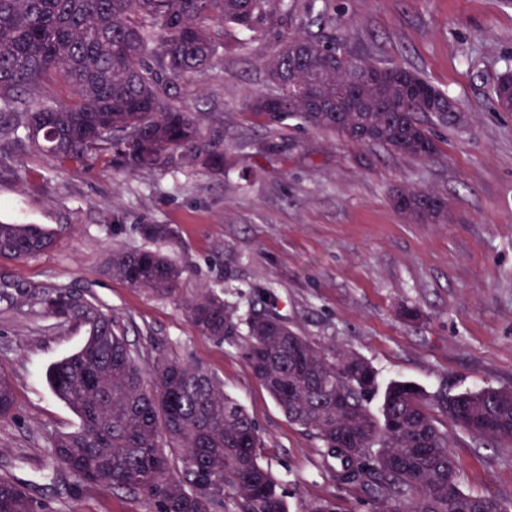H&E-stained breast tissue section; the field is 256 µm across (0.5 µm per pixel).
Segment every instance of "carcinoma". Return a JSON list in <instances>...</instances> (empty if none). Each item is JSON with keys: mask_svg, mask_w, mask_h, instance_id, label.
Listing matches in <instances>:
<instances>
[{"mask_svg": "<svg viewBox=\"0 0 512 512\" xmlns=\"http://www.w3.org/2000/svg\"><path fill=\"white\" fill-rule=\"evenodd\" d=\"M288 0H0V141L61 162L105 161L121 171H168L192 165L214 174L234 168L226 131L184 105L193 76L224 62V28L263 40L281 27L265 61L269 93L244 109L270 124L297 120L348 141L414 159L437 151L434 127H464L447 110L451 98L419 74L352 53L344 42H317L288 32ZM344 59L367 75L347 86ZM318 78L327 99L346 88L340 112L313 111L301 87ZM61 84L65 99L49 100ZM512 112V70L491 90ZM413 223H448L441 197L405 190L395 198ZM146 249L113 252L105 270L156 298H175L186 267L169 251V224H140ZM51 245L36 224H0V256L24 259ZM35 313L88 328L85 345L52 365L53 393L78 416L77 429L56 436L53 457L77 484L142 495L150 512H288L280 483L259 461L261 435L245 406L224 394L200 365L158 355L149 371L112 315L81 294L19 289ZM273 291L258 292L245 318L224 290L206 288L185 304L193 327L221 341L244 335L255 379L288 421L315 433L336 460L330 476L356 487L373 512H512V502L465 491L448 444L449 422L474 439L512 441V388L433 393L407 380L389 382L379 414L369 401L378 373L357 352L322 347L269 311ZM246 331H240V325ZM14 395L0 370V418ZM0 512H52L49 503L0 477Z\"/></svg>", "mask_w": 512, "mask_h": 512, "instance_id": "1", "label": "carcinoma"}]
</instances>
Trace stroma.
Returning a JSON list of instances; mask_svg holds the SVG:
<instances>
[{
	"mask_svg": "<svg viewBox=\"0 0 512 512\" xmlns=\"http://www.w3.org/2000/svg\"><path fill=\"white\" fill-rule=\"evenodd\" d=\"M293 2L289 32L336 38L418 73L454 100L464 129H436L437 154L415 160L295 120L267 123L242 103L270 91L263 63L277 42L248 43L230 27L223 66L194 78L186 102L232 132L234 171L129 174L2 148L0 224L40 225L52 244L23 260L0 257V280L83 294L125 328L143 367L160 354L203 365L256 421L260 460L287 490L290 512L317 500L370 512L363 492L333 482L315 434L289 423L254 378L242 338L201 335L181 302L220 286L242 315L254 291L269 289L275 313L296 331L358 352L381 382L410 380L430 392L512 388V112L490 94L512 68V0ZM238 133L255 148L239 151ZM270 137L282 152L262 149ZM407 189L447 199V223L403 218L394 199ZM141 224L176 230L183 248L172 257L186 267L178 298L148 296L106 273L108 254L146 247ZM86 339L85 327L0 300V369L14 389L13 411L0 420V476L55 512H149L143 496L78 487L54 461L53 437L79 419L45 371ZM448 438L463 488L512 502V442L477 441L454 426Z\"/></svg>",
	"mask_w": 512,
	"mask_h": 512,
	"instance_id": "35a3bbf8",
	"label": "stroma"
}]
</instances>
